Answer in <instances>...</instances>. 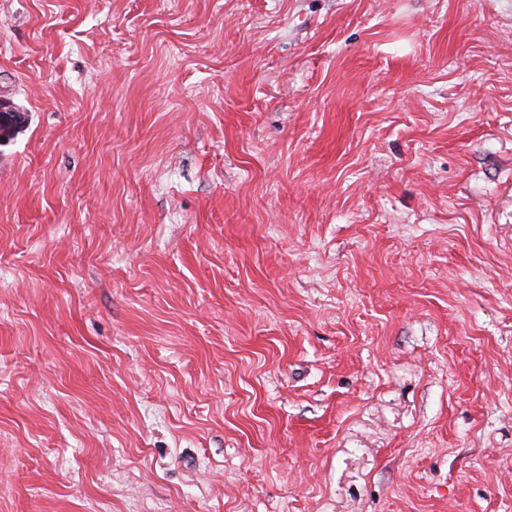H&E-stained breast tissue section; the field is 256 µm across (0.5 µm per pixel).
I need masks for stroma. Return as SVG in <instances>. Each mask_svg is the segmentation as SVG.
<instances>
[{
	"instance_id": "35a3bbf8",
	"label": "stroma",
	"mask_w": 512,
	"mask_h": 512,
	"mask_svg": "<svg viewBox=\"0 0 512 512\" xmlns=\"http://www.w3.org/2000/svg\"><path fill=\"white\" fill-rule=\"evenodd\" d=\"M0 512H512V0H0Z\"/></svg>"
}]
</instances>
